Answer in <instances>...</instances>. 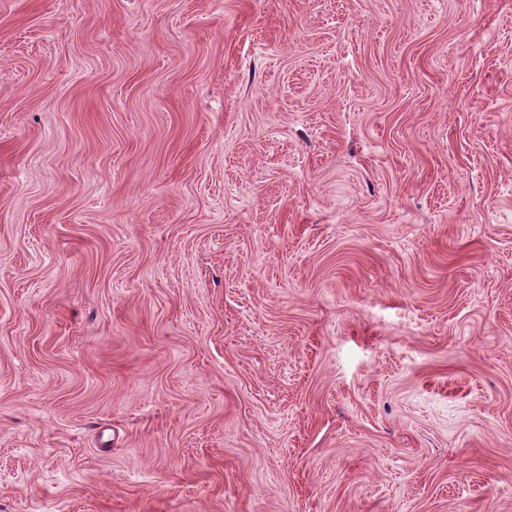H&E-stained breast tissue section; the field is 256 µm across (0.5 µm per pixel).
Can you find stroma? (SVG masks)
<instances>
[{"label": "stroma", "mask_w": 512, "mask_h": 512, "mask_svg": "<svg viewBox=\"0 0 512 512\" xmlns=\"http://www.w3.org/2000/svg\"><path fill=\"white\" fill-rule=\"evenodd\" d=\"M0 512H512V0H0Z\"/></svg>", "instance_id": "1"}]
</instances>
